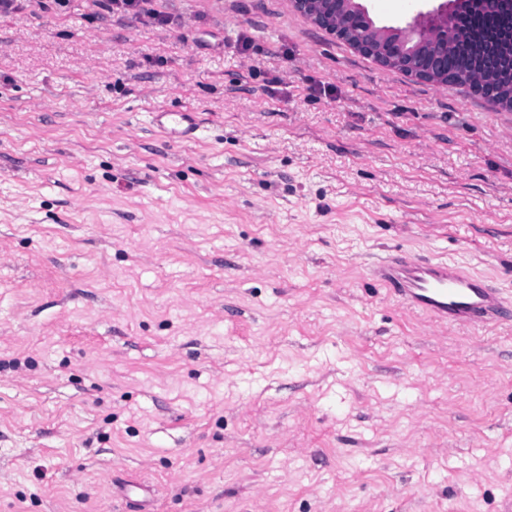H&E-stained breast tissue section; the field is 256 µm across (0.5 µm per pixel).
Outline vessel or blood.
<instances>
[{"mask_svg":"<svg viewBox=\"0 0 512 512\" xmlns=\"http://www.w3.org/2000/svg\"><path fill=\"white\" fill-rule=\"evenodd\" d=\"M153 120L172 141H192L198 137L199 125L192 111L159 109ZM375 274L402 303L441 326L489 325L512 314V304L507 303L497 289L463 272L450 261L432 262L400 256L382 262Z\"/></svg>","mask_w":512,"mask_h":512,"instance_id":"1","label":"vessel or blood"}]
</instances>
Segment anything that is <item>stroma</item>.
<instances>
[{"mask_svg":"<svg viewBox=\"0 0 512 512\" xmlns=\"http://www.w3.org/2000/svg\"><path fill=\"white\" fill-rule=\"evenodd\" d=\"M0 12V512H512V109L291 0ZM157 108L197 112L174 142ZM107 8L110 12L121 11L124 13H133L135 15H145L149 17L154 23L158 24H166L169 19L168 17L160 11L157 10H149L144 5H146L149 0H107ZM375 274L402 303L441 326L489 325L510 316L511 305L497 289L454 262L400 256L382 262Z\"/></svg>","mask_w":512,"mask_h":512,"instance_id":"obj_1","label":"stroma"}]
</instances>
